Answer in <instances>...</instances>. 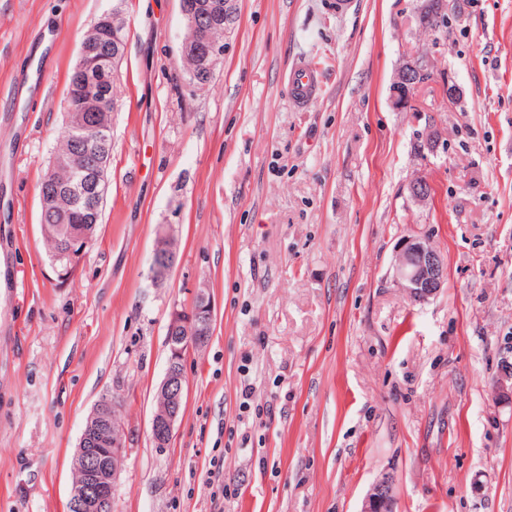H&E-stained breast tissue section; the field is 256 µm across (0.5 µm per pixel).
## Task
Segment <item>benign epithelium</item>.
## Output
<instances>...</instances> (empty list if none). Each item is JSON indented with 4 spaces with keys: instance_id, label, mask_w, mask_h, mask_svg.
I'll return each mask as SVG.
<instances>
[{
    "instance_id": "obj_1",
    "label": "benign epithelium",
    "mask_w": 512,
    "mask_h": 512,
    "mask_svg": "<svg viewBox=\"0 0 512 512\" xmlns=\"http://www.w3.org/2000/svg\"><path fill=\"white\" fill-rule=\"evenodd\" d=\"M225 0H180L181 14L192 32L185 40L180 58L193 62L190 76L196 83L206 82L223 60L224 44L214 41L212 31L222 24ZM97 46L80 45L79 67L72 89L82 103H97L98 109L89 111L81 106H69L65 112L66 132L72 141V153L55 156L52 167L65 174V185L52 183L41 194L42 204L64 210L79 208L90 214L97 223L96 214L104 206L107 193V166L112 150V106L107 104L112 94L92 77L98 61ZM425 60L412 58L398 70L394 83L395 103L404 106L409 92L416 85ZM171 240L168 230L158 229L157 241L151 256V276L155 281L168 278L174 268L176 252L168 249ZM446 280L443 256L427 240L408 238L400 246L393 264V282L416 302H425L436 296ZM213 307L209 295L200 290L192 310L176 311L167 327V344L171 355L165 377L156 395V410L151 423V442L165 448L171 441L176 421L182 413L185 399L186 371L184 351L208 344L209 325ZM495 389L507 396L512 394V366L504 364ZM86 438L91 442L112 441L110 448H86L78 445L73 469L82 474V481L70 491V512H109L112 509V488L123 461V436H115V426L101 415L98 408L91 411ZM360 512H395L393 478L385 474L369 488Z\"/></svg>"
}]
</instances>
